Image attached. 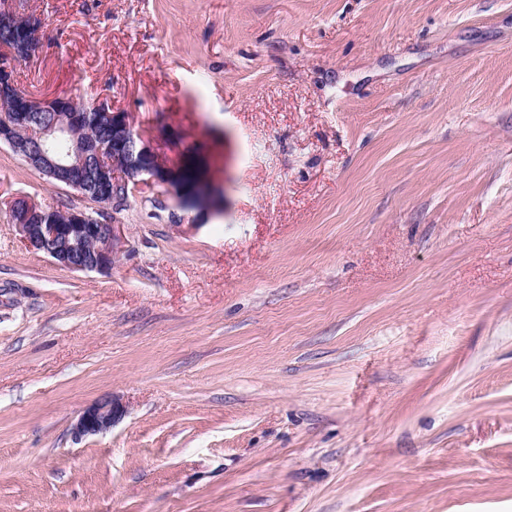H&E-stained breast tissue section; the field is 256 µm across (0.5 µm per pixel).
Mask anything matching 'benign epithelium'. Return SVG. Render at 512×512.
I'll return each instance as SVG.
<instances>
[{"label": "benign epithelium", "mask_w": 512, "mask_h": 512, "mask_svg": "<svg viewBox=\"0 0 512 512\" xmlns=\"http://www.w3.org/2000/svg\"><path fill=\"white\" fill-rule=\"evenodd\" d=\"M16 0H0V28H21L22 47L6 48L0 65V99L10 98L16 111L0 120V144L7 145L27 165L56 183L71 188L83 198L89 193L103 196L120 188L134 190L160 187L175 207L208 209V200L189 192L181 180L182 151L168 153L155 136L135 127L128 112H116L105 101L93 104L95 122L112 127V141L100 149L94 140L84 137L90 112L71 109L70 102L58 97L35 98L16 91L11 70L16 59L30 55L37 35L32 28L44 22L32 21L20 27ZM39 112H51V121L36 119ZM12 223L30 250L43 253L70 271H107L124 243L123 225L94 219L81 209H71L67 223L53 224L46 207L26 197L19 198L11 211ZM119 404L112 398L88 406L77 419L73 431L79 437L99 434L115 422Z\"/></svg>", "instance_id": "1"}]
</instances>
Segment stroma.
<instances>
[{"instance_id": "35a3bbf8", "label": "stroma", "mask_w": 512, "mask_h": 512, "mask_svg": "<svg viewBox=\"0 0 512 512\" xmlns=\"http://www.w3.org/2000/svg\"><path fill=\"white\" fill-rule=\"evenodd\" d=\"M19 80L198 147L112 269L0 144V512H512V0H23ZM121 406L74 437L85 407ZM16 210L12 223L30 250L43 253L70 271H107L122 251L123 224L112 217V224L94 219L81 209H70L66 224H52L45 206L26 197ZM119 412L120 406L114 399L99 400L80 414L73 431L79 437L102 433L112 427Z\"/></svg>"}]
</instances>
